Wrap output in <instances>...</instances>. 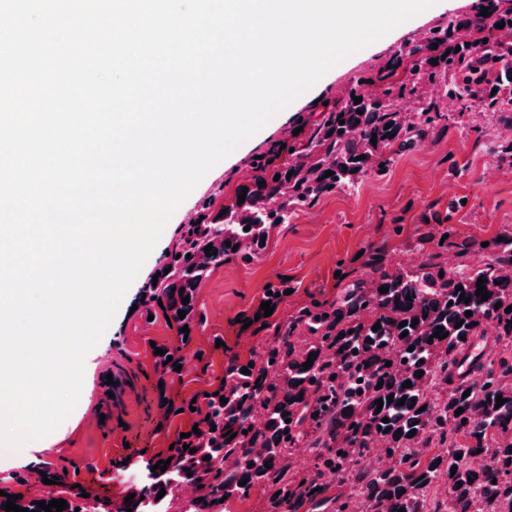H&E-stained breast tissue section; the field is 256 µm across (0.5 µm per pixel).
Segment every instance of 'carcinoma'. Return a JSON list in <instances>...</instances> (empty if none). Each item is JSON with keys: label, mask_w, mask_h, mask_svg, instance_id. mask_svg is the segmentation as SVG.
I'll list each match as a JSON object with an SVG mask.
<instances>
[{"label": "carcinoma", "mask_w": 512, "mask_h": 512, "mask_svg": "<svg viewBox=\"0 0 512 512\" xmlns=\"http://www.w3.org/2000/svg\"><path fill=\"white\" fill-rule=\"evenodd\" d=\"M480 6L489 16L433 28L391 55L375 78L352 84L292 145L291 159L258 161L243 203L233 200L224 214L206 204L184 234L187 244L167 256L149 304H163V315L180 329L202 325L197 288L205 278L226 263L253 261L270 228L356 187L447 129L450 101L466 112L476 100L511 131L512 90L500 87L498 76L512 63V0ZM406 97L420 99V107L396 110ZM415 246L423 253L415 266H390L383 243L365 250L364 277L346 282L333 299L311 298L248 362H232L224 383L196 406L209 416L196 452L176 449L164 472L153 469L159 459L147 461L143 479L128 489L135 497L119 512H145L146 500H157L162 489L168 498L189 479L208 490L193 501V512H212L219 500L228 505L255 490L263 512H512V225H503L474 263L476 241L452 224L428 227ZM450 249L460 258L451 268L443 259ZM480 278L490 294L485 301L476 295ZM462 293L470 302L459 300ZM439 327L446 338L434 337ZM308 360L313 365L305 370ZM498 396L506 399L500 407ZM296 448L309 452L310 465L297 464ZM335 486L341 492L333 495ZM53 499L67 502L63 512H105L95 499L79 503L53 489L39 497Z\"/></svg>", "instance_id": "obj_1"}]
</instances>
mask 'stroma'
<instances>
[{"label": "stroma", "instance_id": "obj_1", "mask_svg": "<svg viewBox=\"0 0 512 512\" xmlns=\"http://www.w3.org/2000/svg\"><path fill=\"white\" fill-rule=\"evenodd\" d=\"M477 4L439 0L344 60L204 177L167 223L109 329L88 353L74 410L57 430L32 442V463L0 464V489L40 496L45 488L38 473L47 469L68 496L82 489L106 504L120 500L135 478L134 467L145 458L165 456L191 422L187 414L166 415L159 386L177 402L217 386L231 358L245 360L257 352L275 326L309 297L334 298L336 272L360 270L358 254L368 246L386 243L389 262L412 264L421 258L414 243L425 223H453L480 243L512 225V171L495 169L492 152L505 137L504 128L478 109L463 113L452 106L448 129L440 136L404 152L389 171L369 174L355 190L328 195L290 223L271 228L266 249L251 263L214 270L198 289L205 320L189 345L181 344L175 324L142 301L202 201L216 197L231 204L236 187L251 182L256 157L273 150L287 157L294 129L316 119L325 105L339 103L352 80L374 77L402 45L449 18L475 14ZM461 197L466 207L453 209ZM397 225L403 228L398 236L392 233ZM283 279L294 291L268 317L267 327L243 329L239 317L252 313L266 287ZM157 345L179 349L181 375L161 377L153 354Z\"/></svg>", "mask_w": 512, "mask_h": 512}]
</instances>
